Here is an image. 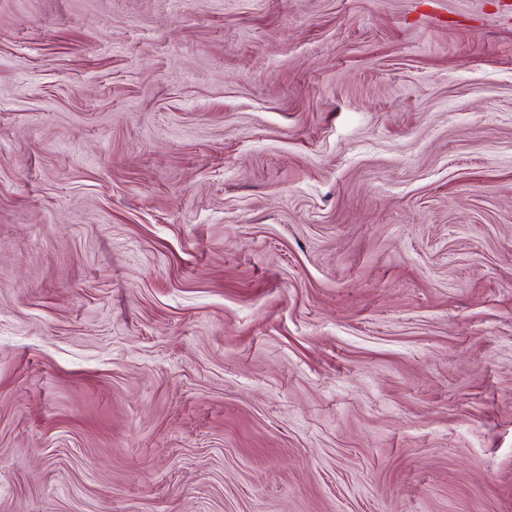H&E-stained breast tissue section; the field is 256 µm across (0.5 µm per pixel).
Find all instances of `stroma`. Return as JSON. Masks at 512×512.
Here are the masks:
<instances>
[{
  "instance_id": "1",
  "label": "stroma",
  "mask_w": 512,
  "mask_h": 512,
  "mask_svg": "<svg viewBox=\"0 0 512 512\" xmlns=\"http://www.w3.org/2000/svg\"><path fill=\"white\" fill-rule=\"evenodd\" d=\"M0 512H512V0H0Z\"/></svg>"
}]
</instances>
